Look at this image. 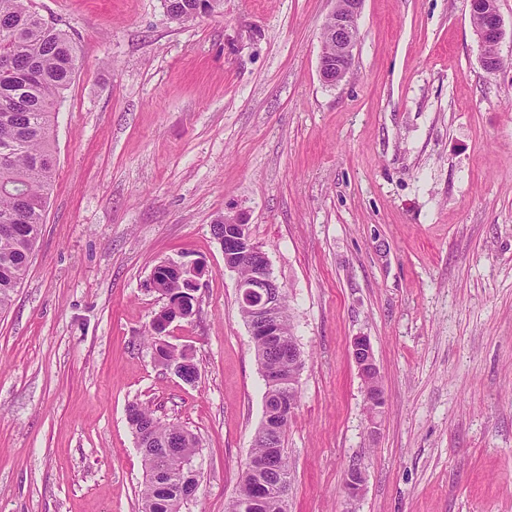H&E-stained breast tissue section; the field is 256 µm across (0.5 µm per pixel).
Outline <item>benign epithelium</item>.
I'll list each match as a JSON object with an SVG mask.
<instances>
[{"label":"benign epithelium","mask_w":512,"mask_h":512,"mask_svg":"<svg viewBox=\"0 0 512 512\" xmlns=\"http://www.w3.org/2000/svg\"><path fill=\"white\" fill-rule=\"evenodd\" d=\"M364 0H334L324 25L323 34L327 44L319 58V75L322 82L333 86L349 73L354 60V50L360 37L359 18ZM470 12L482 15V21L475 27V33L483 49L481 63L488 72L495 73L493 57L489 49H499L505 37L503 18L496 7L482 0H470ZM250 266L249 275L237 277L236 288L239 306L246 311V325L251 336H265L270 341L271 355L260 365L261 374L268 385L282 388L276 394L277 413L293 414L297 405L296 383L303 361L295 341H288V353L280 355L282 335L278 320L283 294L282 285L273 275L268 258L261 247L254 242L246 217L241 213L224 215V267L237 272L242 264ZM187 288L196 294L201 286L204 268L197 262H178ZM352 354L358 371L369 386L365 389L371 409L377 410V400L382 397V385L372 380L379 377V370L370 341L357 336L352 341ZM365 474L354 465L348 469L344 481V494L350 500L357 499L363 492Z\"/></svg>","instance_id":"obj_1"}]
</instances>
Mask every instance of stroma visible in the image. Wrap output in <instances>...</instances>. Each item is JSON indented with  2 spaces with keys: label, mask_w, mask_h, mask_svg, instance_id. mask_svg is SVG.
<instances>
[{
  "label": "stroma",
  "mask_w": 512,
  "mask_h": 512,
  "mask_svg": "<svg viewBox=\"0 0 512 512\" xmlns=\"http://www.w3.org/2000/svg\"><path fill=\"white\" fill-rule=\"evenodd\" d=\"M34 3L80 64L29 272L0 313V512H139L134 402L200 442L181 512H225L265 393L211 231L227 212L287 291L304 362L288 512H512V0L496 73L468 0H364L333 86L332 0H224L185 24L164 0ZM165 261L207 269L196 316L165 335L193 354L192 384L147 343ZM324 25L327 44L319 58L322 82L333 86L349 73L360 37L359 18L364 0H334ZM352 354L358 371L366 383V399L369 401L371 409L375 411L381 407L376 402L382 397V385L373 350L367 337L357 336L353 339ZM373 378H378L379 383H372L370 386H367V383H370Z\"/></svg>",
  "instance_id": "obj_1"
}]
</instances>
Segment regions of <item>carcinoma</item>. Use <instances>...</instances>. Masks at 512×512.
Listing matches in <instances>:
<instances>
[{
  "instance_id": "obj_1",
  "label": "carcinoma",
  "mask_w": 512,
  "mask_h": 512,
  "mask_svg": "<svg viewBox=\"0 0 512 512\" xmlns=\"http://www.w3.org/2000/svg\"><path fill=\"white\" fill-rule=\"evenodd\" d=\"M165 6L176 22L200 18V0H165ZM78 66L74 38L43 19L33 0H0V312L12 305L16 288L28 273L55 178L52 115ZM152 276L155 287L181 299L182 307L194 308V297L185 292L176 269L159 264ZM159 325L152 321L150 332L155 360L180 365L185 379L195 382L198 368L193 358L162 341ZM129 410L136 413L131 425L135 437L147 448L141 512H181L188 496L159 489L154 457L186 475L196 458L198 439L183 427L162 421L148 406L134 403ZM284 441L280 436L277 448L254 443L253 454H272L275 465L260 474L242 472L238 494L226 512H284L280 484L290 472Z\"/></svg>"
}]
</instances>
